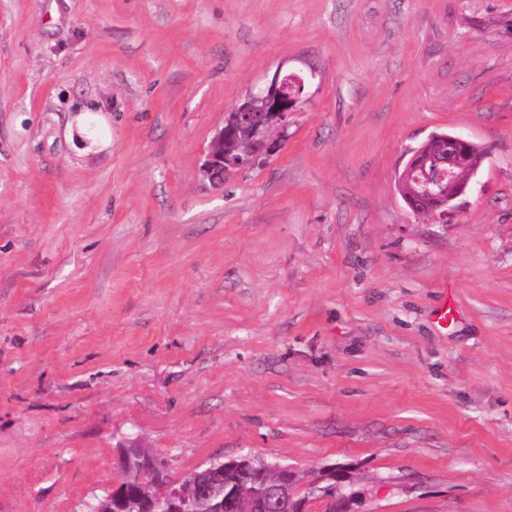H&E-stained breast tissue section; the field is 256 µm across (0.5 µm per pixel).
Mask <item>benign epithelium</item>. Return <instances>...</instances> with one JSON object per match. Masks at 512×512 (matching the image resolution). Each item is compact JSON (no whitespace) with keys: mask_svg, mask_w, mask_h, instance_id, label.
<instances>
[{"mask_svg":"<svg viewBox=\"0 0 512 512\" xmlns=\"http://www.w3.org/2000/svg\"><path fill=\"white\" fill-rule=\"evenodd\" d=\"M317 76L318 70L314 68L309 69L306 75L278 68L263 85L252 88L227 113L223 127L210 141L201 165L203 177L213 185H222L224 173L248 169L275 156L288 138V115L297 111L303 102V92H292L288 82L304 87ZM242 134L248 136L247 150L224 149V144ZM448 143L451 148L447 154L423 159L408 169L409 177L415 183L412 210L427 222L440 218L438 209L442 202L450 203L464 194L475 176L469 163L472 141L462 134H452L448 136ZM317 479L335 482L325 496L329 503L328 512H355L353 506L361 503V496L357 491L343 493L346 476L341 470L334 467L324 469ZM135 484V479L124 475L122 481L100 501L96 512H120L128 499L134 496ZM202 493L203 486L198 481L168 484L162 488L160 499L172 503Z\"/></svg>","mask_w":512,"mask_h":512,"instance_id":"benign-epithelium-1","label":"benign epithelium"}]
</instances>
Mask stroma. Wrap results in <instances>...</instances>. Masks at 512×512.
I'll use <instances>...</instances> for the list:
<instances>
[{
    "label": "stroma",
    "instance_id": "obj_1",
    "mask_svg": "<svg viewBox=\"0 0 512 512\" xmlns=\"http://www.w3.org/2000/svg\"><path fill=\"white\" fill-rule=\"evenodd\" d=\"M510 17L0 0V512H73L133 441L175 478L250 452L343 469L360 512H512ZM281 65L318 92L211 187L225 113ZM435 131L487 151L442 224L396 185Z\"/></svg>",
    "mask_w": 512,
    "mask_h": 512
}]
</instances>
